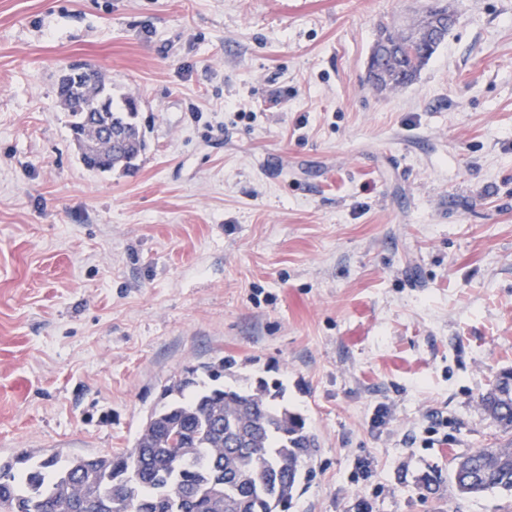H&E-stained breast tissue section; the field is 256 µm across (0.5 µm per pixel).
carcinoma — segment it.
I'll use <instances>...</instances> for the list:
<instances>
[{"label": "carcinoma", "instance_id": "cac0c4a2", "mask_svg": "<svg viewBox=\"0 0 512 512\" xmlns=\"http://www.w3.org/2000/svg\"><path fill=\"white\" fill-rule=\"evenodd\" d=\"M449 31L444 21L437 41L388 58L392 78L384 86L414 81ZM408 41L407 32L379 26L380 45L401 49ZM56 97L88 170L136 169L146 148L136 100L114 103L112 80L86 63L61 76ZM233 367L221 359L164 386L130 448L65 461L31 453L0 460V512H284L319 441L282 403V383L224 386V373ZM200 370L210 384L187 400ZM480 401L503 432L512 430L511 368ZM452 483L460 497L512 494V440L455 456Z\"/></svg>", "mask_w": 512, "mask_h": 512}]
</instances>
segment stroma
Returning <instances> with one entry per match:
<instances>
[{"mask_svg": "<svg viewBox=\"0 0 512 512\" xmlns=\"http://www.w3.org/2000/svg\"><path fill=\"white\" fill-rule=\"evenodd\" d=\"M417 79L379 25L424 0H0V458L131 447L163 385L283 382L320 452L288 512H512L453 459L504 434L512 0H453ZM98 65L138 168L88 171L56 99ZM441 23L440 35L437 42L424 43L417 45L405 51L401 57L394 55L388 57L386 65L390 71V80L383 81L384 88L387 86H397L411 83L414 81L422 68L428 63L433 54L436 52L438 47L444 42L448 36L450 28H448V22L444 21ZM395 74V78L393 77ZM404 80L406 82L404 83ZM403 83V84H402ZM481 404L500 429L508 433L512 429V369L504 370L491 388L481 396Z\"/></svg>", "mask_w": 512, "mask_h": 512, "instance_id": "35a3bbf8", "label": "stroma"}]
</instances>
